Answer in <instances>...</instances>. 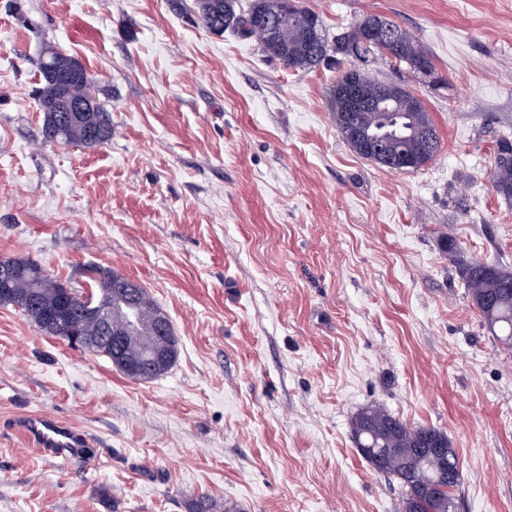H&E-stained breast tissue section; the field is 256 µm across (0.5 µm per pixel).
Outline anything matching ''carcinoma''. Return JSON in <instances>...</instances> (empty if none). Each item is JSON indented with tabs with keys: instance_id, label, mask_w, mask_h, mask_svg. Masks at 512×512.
Here are the masks:
<instances>
[{
	"instance_id": "carcinoma-1",
	"label": "carcinoma",
	"mask_w": 512,
	"mask_h": 512,
	"mask_svg": "<svg viewBox=\"0 0 512 512\" xmlns=\"http://www.w3.org/2000/svg\"><path fill=\"white\" fill-rule=\"evenodd\" d=\"M270 0H249L247 8L239 0H194L196 16L210 32L222 35L229 30L242 37L255 39L262 51L282 62L293 71H314L336 56L339 75L330 91L328 106L336 128L344 141L359 156L376 161V158L359 140L349 133L350 120L369 133L385 132L390 157L404 153L412 158L409 169L418 170L428 164L438 153L440 138L437 128L423 102L412 86L404 81L389 83V102L384 110L346 112L345 90L349 80H354L366 93H374V77L355 62H367L385 57L398 69L409 74L431 76L436 74L433 55L409 30L384 15L374 19L391 31L393 39L379 45L365 39L351 27L329 40L319 14L295 5V9H283L271 22L273 31L263 34L261 27L252 26V14L263 11ZM41 76L37 91L39 105L44 112L43 139L62 142L84 148L97 147L110 140L112 115L104 105L65 127L58 124L54 112L57 88L44 78L42 65H37ZM103 131L99 141L89 136L91 128ZM491 186L497 197L512 202V140L503 137L496 145L491 166ZM442 252L457 261L460 279L467 289L472 305L484 319L486 326L500 345L512 350V269L478 259H464L456 240L445 238ZM23 269L16 278V293L23 294L28 288L38 289L39 311L26 308L21 313L31 320L44 334L68 340L73 332L84 336L99 335V326L84 314L81 297L84 289L76 288L71 281L55 277L37 261L22 259ZM112 269L89 266L84 269L86 282L101 301L114 310L122 309L124 292L112 286L109 274ZM161 307L144 287L137 289L135 303L136 322L129 327L121 344L128 359L138 358L146 350H163L168 353L164 363L150 375H140L123 367L118 370L135 380L153 379L166 373L178 354V338L173 327L160 331L158 312ZM355 444H366L387 453L384 466L374 462L369 465L377 472L396 480L403 489L402 512H437L439 500L448 502L455 509L456 491L463 475L458 456H453L441 469H433L413 449L423 440L431 438L443 448L452 446L448 434L429 426L411 427L399 417L380 406L371 405L361 410L353 424Z\"/></svg>"
}]
</instances>
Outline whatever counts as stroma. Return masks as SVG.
<instances>
[{"label":"stroma","instance_id":"35a3bbf8","mask_svg":"<svg viewBox=\"0 0 512 512\" xmlns=\"http://www.w3.org/2000/svg\"><path fill=\"white\" fill-rule=\"evenodd\" d=\"M328 36L367 14L413 32L441 148L391 172L342 139L335 69L295 72L172 0H0V256L82 282L112 268L178 336L165 374L0 307V512H401L352 422L377 404L445 431L457 512H512V352L439 239L512 268L491 190L512 137V0H302ZM80 59L112 114L95 148L45 142L36 63ZM30 411L82 426L90 462L42 457Z\"/></svg>","mask_w":512,"mask_h":512}]
</instances>
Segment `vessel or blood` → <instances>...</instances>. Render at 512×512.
Returning a JSON list of instances; mask_svg holds the SVG:
<instances>
[{
    "label": "vessel or blood",
    "instance_id": "b4317fda",
    "mask_svg": "<svg viewBox=\"0 0 512 512\" xmlns=\"http://www.w3.org/2000/svg\"><path fill=\"white\" fill-rule=\"evenodd\" d=\"M18 428L46 456L65 462L84 458L92 444L83 430L41 412L27 413Z\"/></svg>",
    "mask_w": 512,
    "mask_h": 512
}]
</instances>
